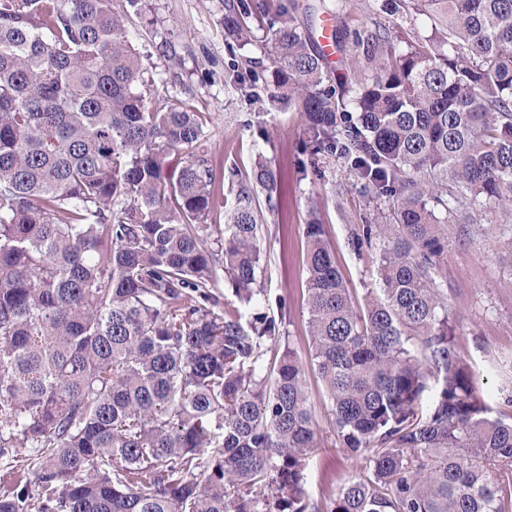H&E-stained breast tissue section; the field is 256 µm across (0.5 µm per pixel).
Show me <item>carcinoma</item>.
Here are the masks:
<instances>
[{"instance_id": "cac0c4a2", "label": "carcinoma", "mask_w": 512, "mask_h": 512, "mask_svg": "<svg viewBox=\"0 0 512 512\" xmlns=\"http://www.w3.org/2000/svg\"><path fill=\"white\" fill-rule=\"evenodd\" d=\"M390 2L430 35L402 48L371 19L338 87L307 6L269 22L275 84L317 150L393 209L352 238L377 247L361 307L305 225L310 366L363 461L326 512H512V421L476 393L436 282L448 223L512 219V0ZM224 9L247 40L249 0ZM140 10L0 0V456L30 449L37 484L0 490V512H321L305 366L256 288L252 190L208 223V120L148 106ZM254 180L273 192L269 166ZM219 270L237 299L221 313Z\"/></svg>"}]
</instances>
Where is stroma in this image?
<instances>
[{
    "instance_id": "35a3bbf8",
    "label": "stroma",
    "mask_w": 512,
    "mask_h": 512,
    "mask_svg": "<svg viewBox=\"0 0 512 512\" xmlns=\"http://www.w3.org/2000/svg\"><path fill=\"white\" fill-rule=\"evenodd\" d=\"M128 26L131 41L154 77L143 94L159 101L191 100L208 116L201 149L216 166L235 169L225 182L222 205L211 223L226 224L240 184L252 185L262 216L260 248L267 259L262 279L265 312L285 317V331L302 362H309L304 226L323 224L336 263L355 302L377 285L370 259L358 256L351 234L362 224L385 223L388 206L372 197L340 160L315 153L294 102L273 86L267 33L254 27L251 41L228 45L224 0H141ZM256 84L263 109L249 105L243 86ZM278 176L273 193L254 183L259 163ZM512 223L485 224L482 232L448 227V255L436 273L447 290L456 323V345L475 372V387L493 411L512 400ZM310 402L321 443L307 476L312 501L322 502L355 472V457L329 432L330 412L316 371L307 375Z\"/></svg>"
}]
</instances>
